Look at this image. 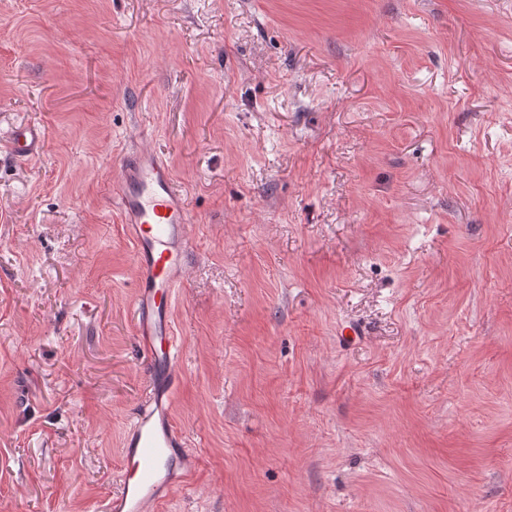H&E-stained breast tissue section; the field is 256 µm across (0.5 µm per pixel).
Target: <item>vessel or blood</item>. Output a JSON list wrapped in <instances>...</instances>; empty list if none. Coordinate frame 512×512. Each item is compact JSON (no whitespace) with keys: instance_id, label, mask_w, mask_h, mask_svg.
<instances>
[{"instance_id":"b4317fda","label":"vessel or blood","mask_w":512,"mask_h":512,"mask_svg":"<svg viewBox=\"0 0 512 512\" xmlns=\"http://www.w3.org/2000/svg\"><path fill=\"white\" fill-rule=\"evenodd\" d=\"M4 143L8 154L33 160L45 151V130L24 123ZM113 197L135 247L136 329L152 375L147 399L124 437L120 491L106 512H143L169 486L173 464L186 445L169 407L181 351L172 308L186 274L190 214L170 167L146 148L124 157Z\"/></svg>"}]
</instances>
